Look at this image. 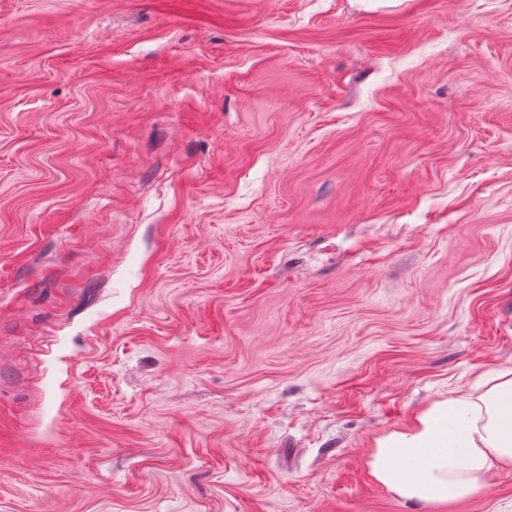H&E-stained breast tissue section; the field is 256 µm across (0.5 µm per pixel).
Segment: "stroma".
I'll return each instance as SVG.
<instances>
[{"instance_id": "stroma-1", "label": "stroma", "mask_w": 512, "mask_h": 512, "mask_svg": "<svg viewBox=\"0 0 512 512\" xmlns=\"http://www.w3.org/2000/svg\"><path fill=\"white\" fill-rule=\"evenodd\" d=\"M508 363L512 0H0V512H414ZM486 391L435 402L411 426L377 442L372 476L399 498L428 507L478 495L512 470V366L490 376Z\"/></svg>"}]
</instances>
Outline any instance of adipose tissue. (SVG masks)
Segmentation results:
<instances>
[{"label": "adipose tissue", "mask_w": 512, "mask_h": 512, "mask_svg": "<svg viewBox=\"0 0 512 512\" xmlns=\"http://www.w3.org/2000/svg\"><path fill=\"white\" fill-rule=\"evenodd\" d=\"M483 393L449 396L407 429L377 442L372 476L399 498L428 507L478 495L512 470V366L498 368Z\"/></svg>", "instance_id": "adipose-tissue-1"}]
</instances>
